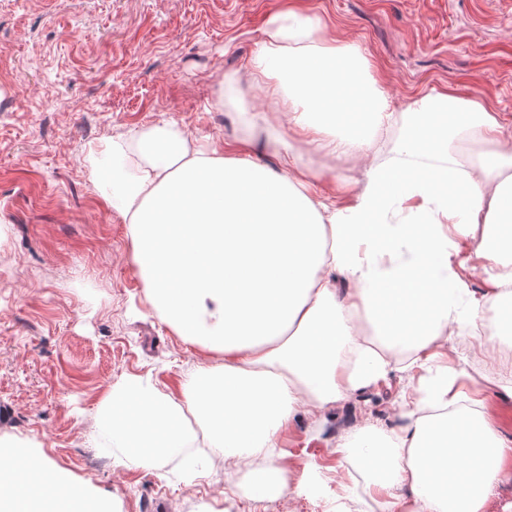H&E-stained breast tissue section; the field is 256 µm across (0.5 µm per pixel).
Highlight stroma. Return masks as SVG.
<instances>
[{
    "label": "stroma",
    "mask_w": 512,
    "mask_h": 512,
    "mask_svg": "<svg viewBox=\"0 0 512 512\" xmlns=\"http://www.w3.org/2000/svg\"><path fill=\"white\" fill-rule=\"evenodd\" d=\"M285 0H0V448L51 459L111 498L116 512H249V465L203 473L118 465L97 412L110 387L151 374L175 395L217 362L154 317L128 228L95 188L91 152L165 121L200 145L249 138L260 164L276 145L248 117H276L269 84L248 80ZM323 30L376 66L394 107L451 87L484 100L512 135V0H301ZM240 81L224 88L225 75ZM229 102L216 109L217 92ZM448 355L473 377L493 359L475 337ZM402 382L300 416L285 448L290 490L262 512H351L336 434L401 424Z\"/></svg>",
    "instance_id": "stroma-1"
}]
</instances>
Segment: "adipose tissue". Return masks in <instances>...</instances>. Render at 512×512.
I'll return each mask as SVG.
<instances>
[{
	"mask_svg": "<svg viewBox=\"0 0 512 512\" xmlns=\"http://www.w3.org/2000/svg\"><path fill=\"white\" fill-rule=\"evenodd\" d=\"M374 70L292 5L251 66L291 113L273 133L279 168L257 164L247 141L201 146L173 122L113 143L112 174L97 181L129 226L146 303L224 358L189 375L178 399L148 375L113 385L98 413L119 463L197 455L196 418L209 454L252 461L244 484L258 506L287 488L281 439L299 413L397 377L412 384L406 426L368 422L333 442L341 461L358 462L364 495L385 512H486L512 473V444L481 395L512 396V374L472 389L448 360L450 336L492 346L499 324L512 326V308L497 322L482 314L512 288V142L483 101L452 88L392 109ZM300 141L369 159L362 182L336 180L348 204L318 193ZM47 470L43 483L25 470L0 481V512H36L48 497L85 512V487Z\"/></svg>",
	"mask_w": 512,
	"mask_h": 512,
	"instance_id": "1",
	"label": "adipose tissue"
}]
</instances>
